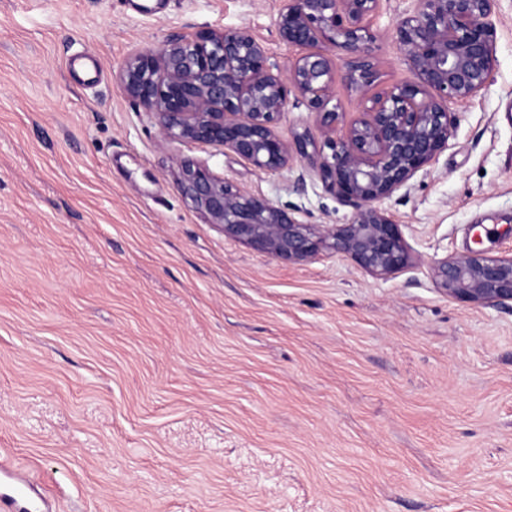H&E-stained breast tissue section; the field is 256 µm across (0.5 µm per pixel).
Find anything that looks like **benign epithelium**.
Instances as JSON below:
<instances>
[{"instance_id":"obj_1","label":"benign epithelium","mask_w":512,"mask_h":512,"mask_svg":"<svg viewBox=\"0 0 512 512\" xmlns=\"http://www.w3.org/2000/svg\"><path fill=\"white\" fill-rule=\"evenodd\" d=\"M381 2L281 0L277 34L301 50L283 71H273L265 46L245 29L202 28L124 61L123 91L156 115L166 138L224 148L259 171L307 161L324 188L354 209L348 224H307L201 163H180L181 191L225 237L288 262L332 249L381 278L409 265L410 247L383 203L448 149L459 122L450 105L489 85L496 0H409L393 34L417 81L392 85L379 81L373 56L371 20ZM336 51L347 56L340 75ZM339 81L363 105L351 121L337 111ZM295 102L314 114L331 154L307 129L290 141L276 132L277 118ZM431 274L458 300L512 303V256L471 250L435 260Z\"/></svg>"}]
</instances>
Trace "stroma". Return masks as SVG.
I'll use <instances>...</instances> for the list:
<instances>
[{
  "label": "stroma",
  "mask_w": 512,
  "mask_h": 512,
  "mask_svg": "<svg viewBox=\"0 0 512 512\" xmlns=\"http://www.w3.org/2000/svg\"><path fill=\"white\" fill-rule=\"evenodd\" d=\"M280 0H0V455L56 512H512V308L438 289L434 260L512 255V0L447 150L384 207L388 278L327 250L225 238L183 160L311 224L354 210L304 162L261 172L164 137L117 78L131 54L246 29L286 67ZM372 27L382 82L416 81Z\"/></svg>",
  "instance_id": "35a3bbf8"
}]
</instances>
